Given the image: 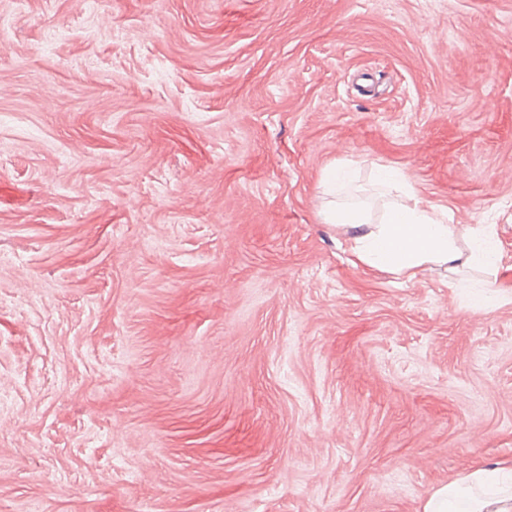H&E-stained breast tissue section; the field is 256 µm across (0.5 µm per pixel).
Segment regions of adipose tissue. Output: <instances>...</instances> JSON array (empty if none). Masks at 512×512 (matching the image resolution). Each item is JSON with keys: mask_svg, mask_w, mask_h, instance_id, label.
I'll return each mask as SVG.
<instances>
[{"mask_svg": "<svg viewBox=\"0 0 512 512\" xmlns=\"http://www.w3.org/2000/svg\"><path fill=\"white\" fill-rule=\"evenodd\" d=\"M402 189L407 203L388 207L378 224L357 206L324 210L325 223L346 233L354 264L381 268L408 281L436 267L496 268L499 251L489 227L463 230L446 223L443 213L411 184ZM464 238L470 241L465 250L460 247ZM423 512H512V461L474 467L436 490Z\"/></svg>", "mask_w": 512, "mask_h": 512, "instance_id": "adipose-tissue-1", "label": "adipose tissue"}]
</instances>
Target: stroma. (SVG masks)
Instances as JSON below:
<instances>
[{"label":"stroma","instance_id":"obj_1","mask_svg":"<svg viewBox=\"0 0 512 512\" xmlns=\"http://www.w3.org/2000/svg\"><path fill=\"white\" fill-rule=\"evenodd\" d=\"M380 165L512 278V0H0V512H423L512 459V296L321 218Z\"/></svg>","mask_w":512,"mask_h":512}]
</instances>
